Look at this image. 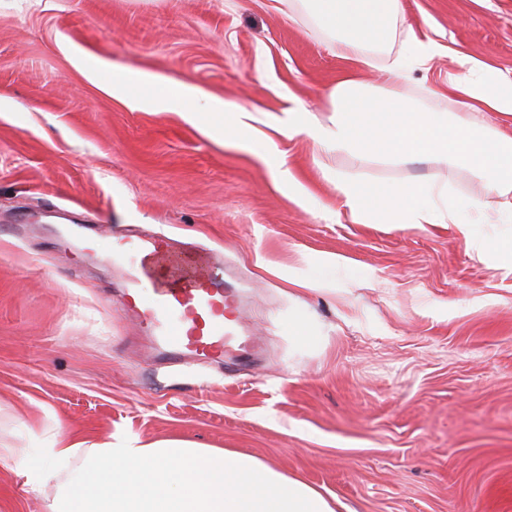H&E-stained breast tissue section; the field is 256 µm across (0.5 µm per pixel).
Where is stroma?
Returning <instances> with one entry per match:
<instances>
[{"mask_svg": "<svg viewBox=\"0 0 512 512\" xmlns=\"http://www.w3.org/2000/svg\"><path fill=\"white\" fill-rule=\"evenodd\" d=\"M403 4L399 33L445 52L399 90L511 134L512 115L465 108L448 79L455 51L512 78V0ZM382 63L342 60L299 0H0V444L18 450L0 456V512H51L57 485L32 491L25 471L59 431L248 453L335 512H512V266L494 249L512 223L478 225L480 252L451 224L353 223L337 185L424 180L492 213L512 200L437 155L340 153L325 172L307 135L275 129L292 107L327 119L347 71L384 91ZM137 70L226 109L189 121L106 93ZM237 107L275 153L225 144ZM99 230L215 253L248 357L167 366L120 306L126 273L89 250Z\"/></svg>", "mask_w": 512, "mask_h": 512, "instance_id": "stroma-1", "label": "stroma"}]
</instances>
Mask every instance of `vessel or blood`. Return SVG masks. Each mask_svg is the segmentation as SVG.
Returning a JSON list of instances; mask_svg holds the SVG:
<instances>
[{
	"label": "vessel or blood",
	"mask_w": 512,
	"mask_h": 512,
	"mask_svg": "<svg viewBox=\"0 0 512 512\" xmlns=\"http://www.w3.org/2000/svg\"><path fill=\"white\" fill-rule=\"evenodd\" d=\"M103 254L133 253L144 269L135 307L152 330L161 352L197 357L223 356L235 339L224 316V268L202 247L172 255L165 238L151 236L125 243L102 238Z\"/></svg>",
	"instance_id": "obj_1"
}]
</instances>
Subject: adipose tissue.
Wrapping results in <instances>:
<instances>
[{"instance_id": "adipose-tissue-1", "label": "adipose tissue", "mask_w": 512, "mask_h": 512, "mask_svg": "<svg viewBox=\"0 0 512 512\" xmlns=\"http://www.w3.org/2000/svg\"><path fill=\"white\" fill-rule=\"evenodd\" d=\"M315 22L338 35L345 59L362 63L377 54L389 56L384 67L388 90L375 94L353 78L339 80L332 93L333 112L322 121L295 108L279 119L282 129L307 134L323 153L347 152L415 162L436 154L467 169L487 172V195L512 194V135L490 132L464 117L423 109L400 93L395 82L406 66L424 67L442 53L434 39L415 33L397 36L402 0H301ZM456 74L448 81L450 95L512 114V82L492 75L471 56L456 53ZM139 82L154 86L155 95L135 99V106L158 111L181 109L193 118L198 88L172 83L142 72ZM342 206L351 220L365 224H452L472 237V213L477 204H452L433 184L415 181L368 188L341 182ZM45 461L28 469L27 483L39 489L51 480L64 481L52 512H334L319 491L288 477L255 457L229 450L200 448L169 440L141 445L132 439L82 447L63 434L53 435L42 450ZM79 469H72L74 459Z\"/></svg>"}]
</instances>
